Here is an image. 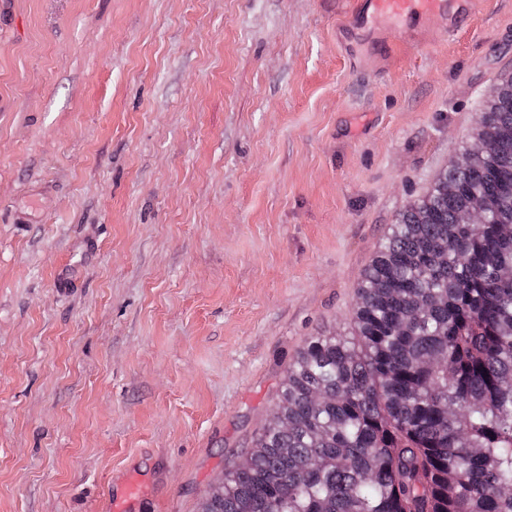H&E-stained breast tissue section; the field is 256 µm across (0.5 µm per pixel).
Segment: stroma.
Wrapping results in <instances>:
<instances>
[{
    "instance_id": "obj_1",
    "label": "stroma",
    "mask_w": 512,
    "mask_h": 512,
    "mask_svg": "<svg viewBox=\"0 0 512 512\" xmlns=\"http://www.w3.org/2000/svg\"><path fill=\"white\" fill-rule=\"evenodd\" d=\"M355 0H0V512H200L512 71Z\"/></svg>"
}]
</instances>
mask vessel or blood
<instances>
[{
    "mask_svg": "<svg viewBox=\"0 0 512 512\" xmlns=\"http://www.w3.org/2000/svg\"><path fill=\"white\" fill-rule=\"evenodd\" d=\"M473 5L474 0H362L344 37L379 50L393 32L413 38L452 31Z\"/></svg>",
    "mask_w": 512,
    "mask_h": 512,
    "instance_id": "1",
    "label": "vessel or blood"
}]
</instances>
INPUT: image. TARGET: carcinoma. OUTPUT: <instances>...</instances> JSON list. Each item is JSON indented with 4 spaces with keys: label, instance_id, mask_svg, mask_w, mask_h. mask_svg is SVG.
<instances>
[{
    "label": "carcinoma",
    "instance_id": "cac0c4a2",
    "mask_svg": "<svg viewBox=\"0 0 512 512\" xmlns=\"http://www.w3.org/2000/svg\"><path fill=\"white\" fill-rule=\"evenodd\" d=\"M450 166L391 225L360 285L356 340L315 336L271 423L202 512H512V78ZM481 224L452 218L476 197Z\"/></svg>",
    "mask_w": 512,
    "mask_h": 512
}]
</instances>
